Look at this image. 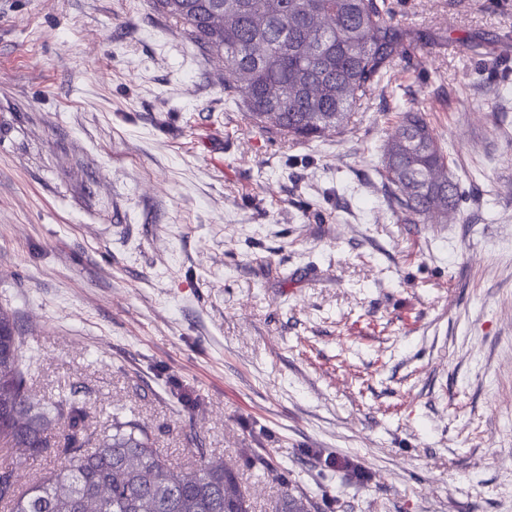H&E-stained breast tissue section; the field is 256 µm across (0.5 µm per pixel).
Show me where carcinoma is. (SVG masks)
Here are the masks:
<instances>
[{"mask_svg":"<svg viewBox=\"0 0 512 512\" xmlns=\"http://www.w3.org/2000/svg\"><path fill=\"white\" fill-rule=\"evenodd\" d=\"M159 10L187 26L192 41L224 55V91L240 101L254 128L308 141L339 133L394 62L419 48L393 21L389 0H155ZM224 13V25L216 18ZM382 176L392 208L413 224L448 223L462 194L448 171V156L426 113L402 114L383 144ZM23 338L0 309V447L26 455L0 467V502L10 512H249L234 467L192 449L195 464L182 469L154 447L151 431L136 421H112L101 437L84 425L71 397L48 409L33 404L22 365ZM66 428V464L20 491L15 472L50 449L51 421ZM260 463L289 488L288 469ZM321 502L285 493L275 512H337Z\"/></svg>","mask_w":512,"mask_h":512,"instance_id":"cac0c4a2","label":"carcinoma"}]
</instances>
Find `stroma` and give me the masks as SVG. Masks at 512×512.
Instances as JSON below:
<instances>
[{
	"label": "stroma",
	"mask_w": 512,
	"mask_h": 512,
	"mask_svg": "<svg viewBox=\"0 0 512 512\" xmlns=\"http://www.w3.org/2000/svg\"><path fill=\"white\" fill-rule=\"evenodd\" d=\"M392 3L426 47L303 143L153 0H0V307L34 402L182 468L249 449L339 512H512V0ZM409 109L465 193L445 224L386 202ZM239 480L274 512L271 474Z\"/></svg>",
	"instance_id": "1"
}]
</instances>
